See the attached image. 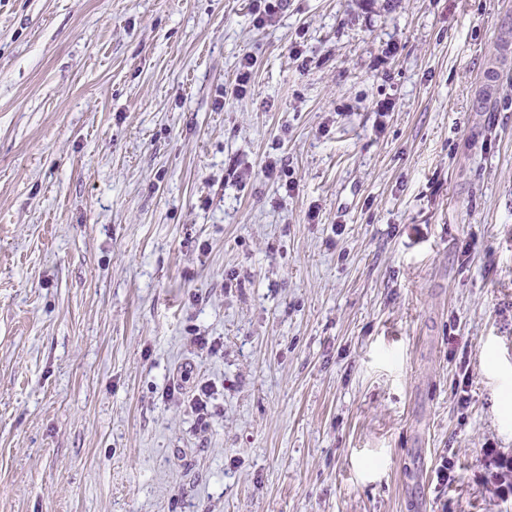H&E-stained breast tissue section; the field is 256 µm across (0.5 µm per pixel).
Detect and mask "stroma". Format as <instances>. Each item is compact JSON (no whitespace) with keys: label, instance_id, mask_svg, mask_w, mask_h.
Masks as SVG:
<instances>
[{"label":"stroma","instance_id":"35a3bbf8","mask_svg":"<svg viewBox=\"0 0 512 512\" xmlns=\"http://www.w3.org/2000/svg\"><path fill=\"white\" fill-rule=\"evenodd\" d=\"M256 18L0 0V512H512V0Z\"/></svg>","mask_w":512,"mask_h":512}]
</instances>
